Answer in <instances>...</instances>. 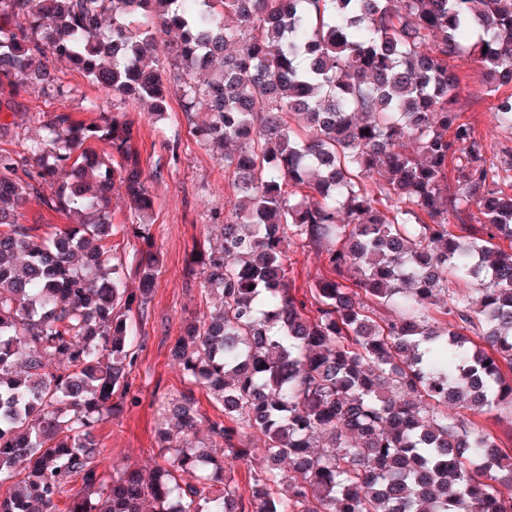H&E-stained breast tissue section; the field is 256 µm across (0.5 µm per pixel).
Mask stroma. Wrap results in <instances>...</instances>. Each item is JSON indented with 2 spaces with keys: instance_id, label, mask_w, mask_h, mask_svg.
<instances>
[{
  "instance_id": "1",
  "label": "stroma",
  "mask_w": 512,
  "mask_h": 512,
  "mask_svg": "<svg viewBox=\"0 0 512 512\" xmlns=\"http://www.w3.org/2000/svg\"><path fill=\"white\" fill-rule=\"evenodd\" d=\"M453 66L461 78L455 108L462 121L473 125L489 147H512V134L495 125L491 109L496 99L489 95L478 64L464 56ZM57 75L71 87V94L62 99L35 91L23 94L14 126L0 131V148L20 149L26 138L35 136L39 116L68 111L84 120L88 117L85 105L90 100L111 109V93L89 83L81 72L61 67ZM168 85L170 112L166 120L156 123L142 107H125L134 123L135 148L156 199L151 233L160 262L148 312L140 321L137 361L128 376V401L96 430L108 459L145 472L164 461L158 440L162 402L187 395L196 400L207 419L221 413L218 402L187 382L171 349L187 325L210 306L202 276L187 273L192 245L219 237L224 214L234 199L223 162L197 141L181 110L176 80H169ZM112 211V251L126 261H134L139 242L129 228L122 188L112 191Z\"/></svg>"
}]
</instances>
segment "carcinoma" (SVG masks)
<instances>
[{
  "mask_svg": "<svg viewBox=\"0 0 512 512\" xmlns=\"http://www.w3.org/2000/svg\"><path fill=\"white\" fill-rule=\"evenodd\" d=\"M159 30L177 34L181 110L206 107L196 136L237 145L221 155L237 199L223 241L192 250L219 310L173 347L222 406L212 450L189 439L185 397L159 429L165 464L146 478L114 462L109 486L99 473L94 431L127 397L129 313H145L159 257L134 123L91 101L93 121L54 112L0 148V512H54L78 478L69 512H512V446L448 412L512 410V161L459 121L450 65L465 53L490 91L512 85V4L0 0V110L30 89L69 95L61 63L166 119ZM493 115L512 131L511 92ZM117 182L145 245L132 268L109 246ZM31 198L69 224L20 222ZM297 243L329 270L300 296Z\"/></svg>",
  "mask_w": 512,
  "mask_h": 512,
  "instance_id": "carcinoma-1",
  "label": "carcinoma"
}]
</instances>
